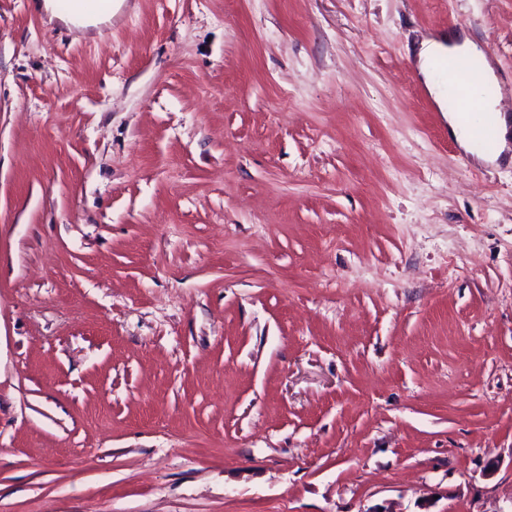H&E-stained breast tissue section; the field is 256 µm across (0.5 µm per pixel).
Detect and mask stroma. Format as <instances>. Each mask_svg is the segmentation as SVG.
Wrapping results in <instances>:
<instances>
[{
	"label": "stroma",
	"instance_id": "35a3bbf8",
	"mask_svg": "<svg viewBox=\"0 0 512 512\" xmlns=\"http://www.w3.org/2000/svg\"><path fill=\"white\" fill-rule=\"evenodd\" d=\"M0 0V512H512V161L414 64L512 0ZM38 2L37 6L41 10L43 8L50 13V20L59 18L74 27L87 28L96 26L106 19L112 17V0L109 2L107 11L98 13L95 11H102L107 6V0H86L87 4L93 11L86 8L84 3H78L73 11L59 12L56 8L55 1L42 0Z\"/></svg>",
	"mask_w": 512,
	"mask_h": 512
}]
</instances>
